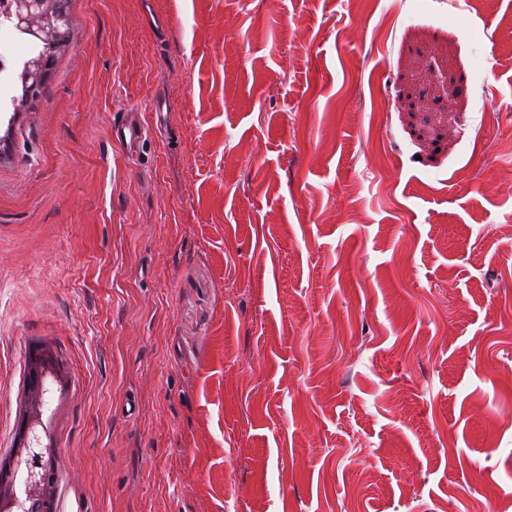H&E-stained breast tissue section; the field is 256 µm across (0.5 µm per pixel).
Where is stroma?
<instances>
[{
    "label": "stroma",
    "instance_id": "35a3bbf8",
    "mask_svg": "<svg viewBox=\"0 0 512 512\" xmlns=\"http://www.w3.org/2000/svg\"><path fill=\"white\" fill-rule=\"evenodd\" d=\"M509 166L512 0H73L0 112V459L48 348L55 512H512ZM150 127L144 120L125 118L112 127V136L122 142L131 153L138 152L140 145L147 139Z\"/></svg>",
    "mask_w": 512,
    "mask_h": 512
}]
</instances>
